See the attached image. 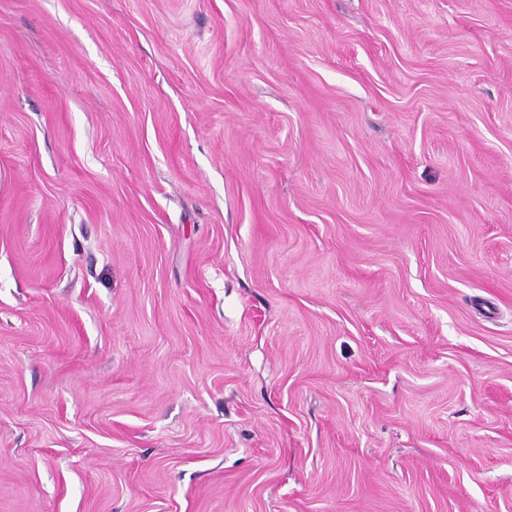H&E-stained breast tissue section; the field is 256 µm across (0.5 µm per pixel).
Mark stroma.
Returning <instances> with one entry per match:
<instances>
[{
  "label": "stroma",
  "instance_id": "stroma-1",
  "mask_svg": "<svg viewBox=\"0 0 512 512\" xmlns=\"http://www.w3.org/2000/svg\"><path fill=\"white\" fill-rule=\"evenodd\" d=\"M0 512H512V0H0Z\"/></svg>",
  "mask_w": 512,
  "mask_h": 512
}]
</instances>
